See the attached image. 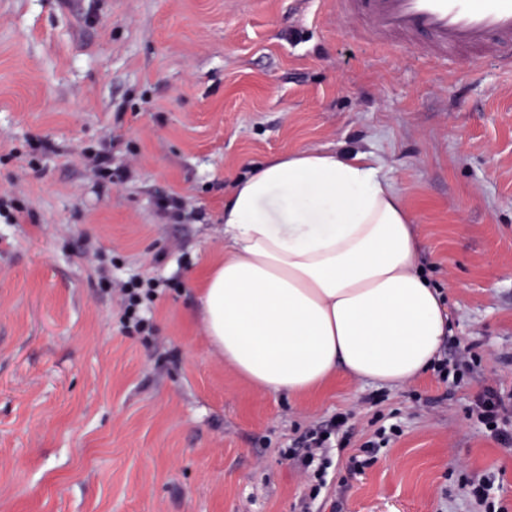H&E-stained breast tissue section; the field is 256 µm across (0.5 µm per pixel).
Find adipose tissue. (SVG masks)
I'll use <instances>...</instances> for the list:
<instances>
[{"label": "adipose tissue", "instance_id": "obj_1", "mask_svg": "<svg viewBox=\"0 0 512 512\" xmlns=\"http://www.w3.org/2000/svg\"><path fill=\"white\" fill-rule=\"evenodd\" d=\"M223 235L198 316L225 364L263 391L305 395L339 374L403 383L450 332L419 228L368 155L260 162L233 185Z\"/></svg>", "mask_w": 512, "mask_h": 512}]
</instances>
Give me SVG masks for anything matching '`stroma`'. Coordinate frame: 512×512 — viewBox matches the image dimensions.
<instances>
[{"label": "stroma", "instance_id": "obj_1", "mask_svg": "<svg viewBox=\"0 0 512 512\" xmlns=\"http://www.w3.org/2000/svg\"><path fill=\"white\" fill-rule=\"evenodd\" d=\"M295 149L364 152L415 217L473 364L271 396L215 353L193 283L235 178ZM107 152L117 168L94 171ZM180 198V212L164 210ZM0 512H301L284 451L342 414L317 512H473L512 443L468 414L512 394V74L361 41L336 0H0ZM172 287L129 335L119 284ZM400 433L352 460L379 425Z\"/></svg>", "mask_w": 512, "mask_h": 512}]
</instances>
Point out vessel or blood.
<instances>
[{"label":"vessel or blood","instance_id":"vessel-or-blood-1","mask_svg":"<svg viewBox=\"0 0 512 512\" xmlns=\"http://www.w3.org/2000/svg\"><path fill=\"white\" fill-rule=\"evenodd\" d=\"M374 45H419L425 58L494 59L512 73V0H336Z\"/></svg>","mask_w":512,"mask_h":512}]
</instances>
